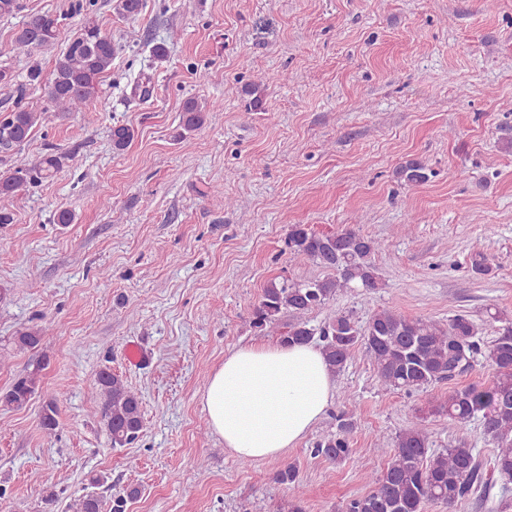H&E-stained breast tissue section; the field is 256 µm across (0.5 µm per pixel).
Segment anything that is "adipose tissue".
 <instances>
[{
    "label": "adipose tissue",
    "mask_w": 512,
    "mask_h": 512,
    "mask_svg": "<svg viewBox=\"0 0 512 512\" xmlns=\"http://www.w3.org/2000/svg\"><path fill=\"white\" fill-rule=\"evenodd\" d=\"M333 375L320 348L267 342L229 351L202 408L225 448L244 460L284 455L325 415Z\"/></svg>",
    "instance_id": "ef3b65f1"
}]
</instances>
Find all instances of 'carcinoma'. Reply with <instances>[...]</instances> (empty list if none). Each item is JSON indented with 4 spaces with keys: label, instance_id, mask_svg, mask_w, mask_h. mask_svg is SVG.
<instances>
[{
    "label": "carcinoma",
    "instance_id": "carcinoma-1",
    "mask_svg": "<svg viewBox=\"0 0 512 512\" xmlns=\"http://www.w3.org/2000/svg\"><path fill=\"white\" fill-rule=\"evenodd\" d=\"M95 0H76L71 14L82 16L81 32L69 40L56 57L49 72L33 63L26 74L29 85L44 88L46 103L60 112H86L101 104L97 85L112 66L120 46L102 30L93 18ZM142 0H115V11L125 19L140 14ZM62 18L50 14H30L15 31L12 49L19 55L31 56L52 46L58 38ZM215 102L202 106L193 98L183 108L182 123L188 132L200 128L206 112H219ZM46 109H36L18 98L8 112L0 113V149L9 152L29 141L41 125ZM113 150L127 148L133 132L126 126L110 131ZM68 160L67 155L50 153L29 167L15 166L0 175V195L24 190L57 174ZM397 174L408 183L426 180L425 167L418 162L400 166ZM288 249L296 258L313 261L332 272L325 278L303 282H269L253 305L250 325L260 332L278 327L279 315L285 311L297 314L328 304L339 292L357 288L376 289L382 283L373 261L376 242L346 228L337 232L316 234L302 224L288 229ZM502 323L499 337L487 352L494 369L489 385L470 384L448 393L432 413L458 422L479 416L484 431L495 440L497 450L488 460L461 440L441 452L430 451L426 428L415 424L398 434L393 447L380 452L388 457L381 475L369 478L371 490L347 501L341 512H428L435 504L453 508L471 499L482 502L489 497L496 481H512V319L496 315ZM480 328L467 314H457L448 325L422 318H410L392 309L376 311L367 326L359 328L345 313L326 318L311 327L304 321L288 324L280 332L284 344L321 342V350L332 373L345 368L352 350L361 346L376 367L379 380L393 390L412 393L429 385L450 380L465 372L481 353ZM42 331L26 329L16 336L23 348H36L42 342ZM45 365L38 363L12 386L0 393V405L20 408L35 395ZM102 399L101 414L106 421L112 447L123 448L133 443L143 430L142 402L123 376L107 369L96 380ZM58 405L53 399L43 402L41 425L52 431L57 425ZM353 421L342 419L338 428L319 439L312 450L331 462L344 460L351 451L350 434ZM71 512H102V501L86 494L70 505Z\"/></svg>",
    "mask_w": 512,
    "mask_h": 512
}]
</instances>
